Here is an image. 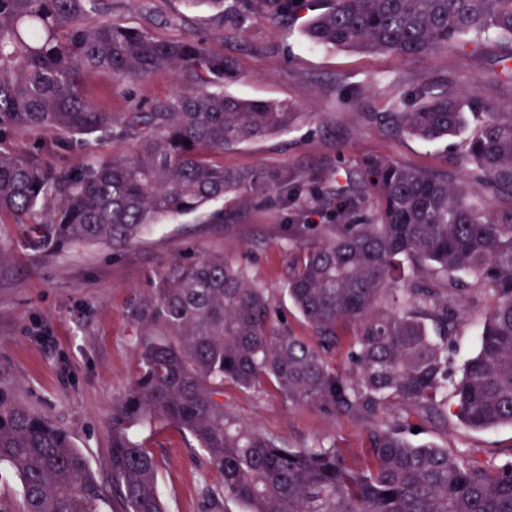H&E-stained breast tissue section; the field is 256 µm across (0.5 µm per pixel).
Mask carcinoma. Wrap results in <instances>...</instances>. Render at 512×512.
Segmentation results:
<instances>
[{"label":"carcinoma","instance_id":"carcinoma-1","mask_svg":"<svg viewBox=\"0 0 512 512\" xmlns=\"http://www.w3.org/2000/svg\"><path fill=\"white\" fill-rule=\"evenodd\" d=\"M314 0H236L229 25H273ZM107 0H0V143L18 128L66 142L86 134L140 138L133 157L59 172L36 155L0 149V212L36 220L50 253L77 244L128 245L151 224L246 189L257 175L230 171L215 152L284 134L298 113L286 103L224 95L231 59L197 40L162 41L100 20ZM314 46L400 57L495 37L512 44V0H322L304 28ZM106 70L133 85L166 70L187 80L172 99L101 112L84 93ZM479 97L423 86L408 112L374 113L421 140L455 137ZM473 181L512 200V112H490L465 141ZM336 222L289 269L283 292L312 336L277 319L275 300L224 257L174 263L140 315V366L112 406V501L120 512H165L158 468L138 432L182 429L222 482L221 512H512V455L482 461L409 438L400 418L368 433L363 466L332 446L288 448L224 408V384H271L295 405L329 415L384 416L406 404L478 430L512 426V206H474L448 175L372 158L360 187L336 190ZM410 269L405 287L391 284ZM453 298L486 305L478 348L453 367L464 321ZM353 326L347 368L331 366ZM0 466L17 478L16 512H100L106 489L70 434L29 406L0 371Z\"/></svg>","mask_w":512,"mask_h":512}]
</instances>
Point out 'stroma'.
<instances>
[{
  "label": "stroma",
  "instance_id": "stroma-1",
  "mask_svg": "<svg viewBox=\"0 0 512 512\" xmlns=\"http://www.w3.org/2000/svg\"><path fill=\"white\" fill-rule=\"evenodd\" d=\"M108 17L143 28L160 40L195 39L232 59L235 79L226 95L285 102L298 119L288 133L215 155V162L259 176L256 187L232 193L198 211L150 226L130 245L83 244L49 255L31 243V221L0 214V369L13 377L31 406L68 431L104 484H111L112 405L138 371L139 312L157 274L173 263L222 256L239 262L261 287L278 295L279 315L300 336L311 330L281 290L296 258L333 223L336 187L353 183L365 159L465 179L462 137L433 143L396 134L372 120L375 112L411 109L427 84L452 83L460 98L480 97L489 111L512 110V82L504 80L495 43L465 54L440 50L401 58L310 45L302 21L270 27L254 20L227 29L206 0H109ZM181 80L159 71L129 87L110 73L85 79L87 98L102 111L174 96ZM16 155H38L58 169L112 154H136L134 138L92 134L86 145L63 143L49 132L15 129L5 142ZM303 227L288 240L282 227ZM224 406L242 425L291 448L324 444L354 465L364 460L370 424L357 415L329 416L294 406L274 388L244 392L224 387ZM415 442L436 443L478 459L512 452V426L476 430L422 419ZM142 439L155 455L167 512H211L207 491L220 476L171 424Z\"/></svg>",
  "mask_w": 512,
  "mask_h": 512
}]
</instances>
